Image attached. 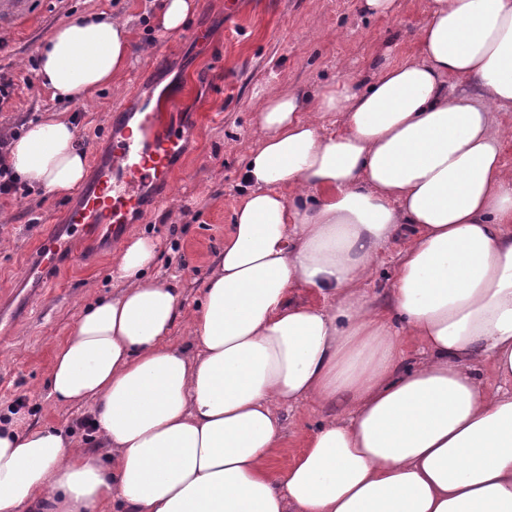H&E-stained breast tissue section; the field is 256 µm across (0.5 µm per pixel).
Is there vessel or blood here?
<instances>
[{"mask_svg": "<svg viewBox=\"0 0 512 512\" xmlns=\"http://www.w3.org/2000/svg\"><path fill=\"white\" fill-rule=\"evenodd\" d=\"M110 148L94 181L83 187L62 223L51 225L37 245V260L25 266L24 282L35 295L50 287L49 273L82 264L76 244L84 238L111 241L139 213L170 199V188L185 158L184 132L171 113L149 102L124 106L108 116Z\"/></svg>", "mask_w": 512, "mask_h": 512, "instance_id": "vessel-or-blood-1", "label": "vessel or blood"}]
</instances>
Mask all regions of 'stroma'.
<instances>
[{"label":"stroma","instance_id":"35a3bbf8","mask_svg":"<svg viewBox=\"0 0 512 512\" xmlns=\"http://www.w3.org/2000/svg\"><path fill=\"white\" fill-rule=\"evenodd\" d=\"M161 0H0V77L14 83L0 105V130L21 129L54 113L74 117L86 151L105 157L108 113L132 97L168 107L185 122L188 155L174 177L169 203L139 218L132 233L159 244L153 276L177 282L185 311L203 296L224 248L240 195L244 159L255 145L259 90L271 84L313 92L346 76L374 73L385 60L419 59L417 32L427 0H398L390 16H372L361 0H195L186 31L161 36L153 13ZM129 21L137 48L118 89L77 105L53 100L40 82L26 84L37 51L59 25L83 13ZM204 31L206 43L191 37ZM73 197L26 191L0 197V417L22 428L50 425L75 442L85 439L88 405L57 403L46 385L53 357L83 308L111 294L113 249L82 243L86 264L63 272L55 288L24 307L18 293L25 263L50 219L62 218ZM323 411L299 407L284 417L280 461L297 453Z\"/></svg>","mask_w":512,"mask_h":512}]
</instances>
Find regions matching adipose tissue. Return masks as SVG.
Listing matches in <instances>:
<instances>
[{"mask_svg":"<svg viewBox=\"0 0 512 512\" xmlns=\"http://www.w3.org/2000/svg\"><path fill=\"white\" fill-rule=\"evenodd\" d=\"M419 44L366 80L264 91L191 349L168 342L182 296L149 274L157 242L128 241L50 370L58 402L93 403L94 449L0 425V512H512V169L491 117L512 106V0H428ZM134 52L126 22L89 12L36 76L79 104ZM7 162L54 195L88 165L60 117ZM302 403L328 416L275 471ZM398 246H390L381 256V264L375 279L370 282L371 287L383 288L391 280L396 272Z\"/></svg>","mask_w":512,"mask_h":512,"instance_id":"adipose-tissue-1","label":"adipose tissue"}]
</instances>
